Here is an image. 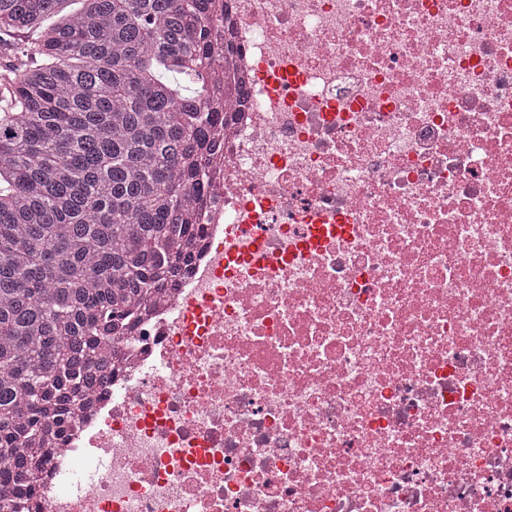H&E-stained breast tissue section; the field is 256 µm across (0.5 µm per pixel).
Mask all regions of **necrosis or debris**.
I'll return each instance as SVG.
<instances>
[{"mask_svg":"<svg viewBox=\"0 0 512 512\" xmlns=\"http://www.w3.org/2000/svg\"><path fill=\"white\" fill-rule=\"evenodd\" d=\"M177 288L34 512H512V0H230ZM227 39V40H226ZM235 51L232 42H224V102L240 100L244 96L243 82L236 80L233 72Z\"/></svg>","mask_w":512,"mask_h":512,"instance_id":"necrosis-or-debris-1","label":"necrosis or debris"}]
</instances>
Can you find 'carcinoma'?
<instances>
[{"instance_id": "1", "label": "carcinoma", "mask_w": 512, "mask_h": 512, "mask_svg": "<svg viewBox=\"0 0 512 512\" xmlns=\"http://www.w3.org/2000/svg\"><path fill=\"white\" fill-rule=\"evenodd\" d=\"M213 0H0V512L112 342L168 288L202 231L219 100Z\"/></svg>"}]
</instances>
